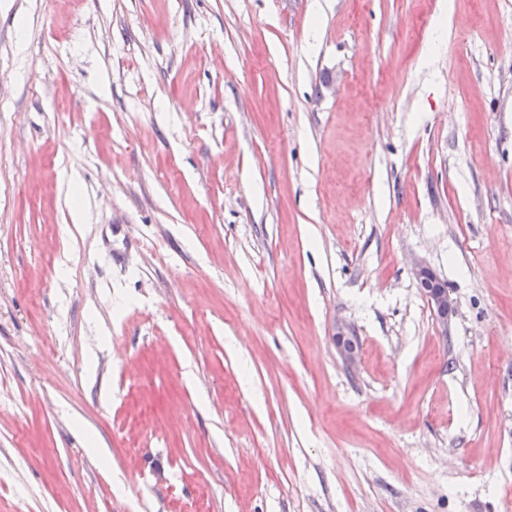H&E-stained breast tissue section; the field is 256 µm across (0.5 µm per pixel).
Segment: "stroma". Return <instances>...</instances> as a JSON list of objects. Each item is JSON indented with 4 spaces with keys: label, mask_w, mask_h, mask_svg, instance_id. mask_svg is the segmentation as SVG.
<instances>
[{
    "label": "stroma",
    "mask_w": 512,
    "mask_h": 512,
    "mask_svg": "<svg viewBox=\"0 0 512 512\" xmlns=\"http://www.w3.org/2000/svg\"><path fill=\"white\" fill-rule=\"evenodd\" d=\"M180 504L512 512V0H0V512ZM412 273L420 292L436 313L440 325L447 326L448 318L454 313L453 300L447 284L422 262L413 265ZM336 349L342 359L349 365H354L358 358L359 342L352 329L347 325L336 327Z\"/></svg>",
    "instance_id": "35a3bbf8"
}]
</instances>
